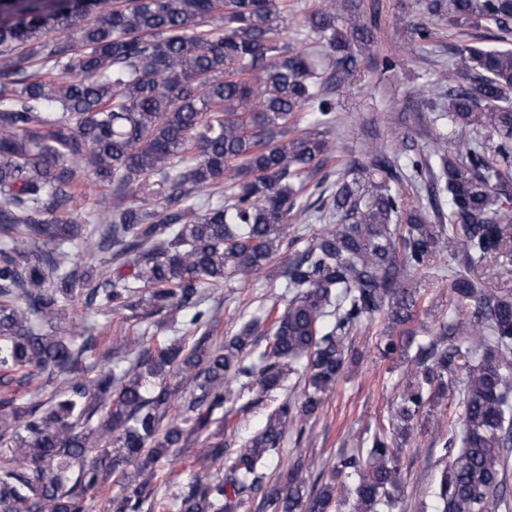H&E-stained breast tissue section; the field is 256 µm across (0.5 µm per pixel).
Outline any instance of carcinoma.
<instances>
[{
	"instance_id": "1",
	"label": "carcinoma",
	"mask_w": 512,
	"mask_h": 512,
	"mask_svg": "<svg viewBox=\"0 0 512 512\" xmlns=\"http://www.w3.org/2000/svg\"><path fill=\"white\" fill-rule=\"evenodd\" d=\"M344 0H324L281 38L288 0H0V512H142L161 469L184 461L194 434L204 448L176 498L178 512H237L259 498L262 512H384L398 505L405 425L422 418L463 375L461 412L448 421V465L433 491L434 512H500L512 506L506 472L512 447V291L470 273L512 260V48L462 44L448 66V100L433 121L449 129L412 155L373 149L336 180L317 211L328 224L283 271L291 294L269 311L272 342L259 363L245 355L260 320L217 343L203 290L248 283L286 239L288 223L335 150V90L357 71L353 45L372 42L365 24L341 28ZM353 9L358 5L349 6ZM96 12L73 41L50 38ZM448 25L512 30V0H450ZM212 19L208 29L198 21ZM436 24L410 38L425 44ZM313 120L301 125L299 113ZM161 203L103 207L91 224L75 213L83 176ZM446 194L409 203L402 182ZM216 199L198 212L199 195ZM81 240L88 257L109 254L103 278L66 250ZM448 258L458 316L443 326L459 339L415 343L394 330L416 316L415 276ZM81 297L98 312L184 313L192 341H124L129 365L118 376L78 375L95 356L62 300ZM387 321L377 349L403 358L412 379L366 447L340 459L345 478L316 486L299 463L269 479L263 471L285 436H301L349 362L345 339ZM193 375L199 394L181 422H165L176 388ZM304 385L274 405L264 426L233 452L225 478L219 437L231 421L216 414L257 387L259 396ZM63 381L47 407L17 405L39 396L44 378ZM118 484V493L110 486Z\"/></svg>"
}]
</instances>
